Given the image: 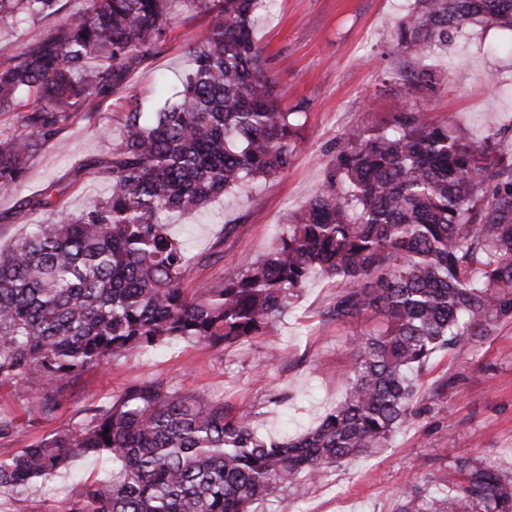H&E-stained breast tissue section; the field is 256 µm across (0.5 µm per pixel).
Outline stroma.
I'll use <instances>...</instances> for the list:
<instances>
[{
  "mask_svg": "<svg viewBox=\"0 0 512 512\" xmlns=\"http://www.w3.org/2000/svg\"><path fill=\"white\" fill-rule=\"evenodd\" d=\"M411 5L412 0H276L273 8L259 9L254 38L276 94L283 107L304 106L306 117L282 175L251 181L198 211L168 215L170 233L193 258L183 288L220 282L268 253L288 218L317 191L337 137L387 118L393 94L386 78L414 65L390 39ZM171 23L175 41L131 76V100L105 102L92 118L78 119L39 146L20 189L0 195V247L45 219V212L21 214L17 206L46 186L62 187L61 203L74 213L108 193V179L87 168L86 159L111 154L132 103L153 112L160 95L181 90L185 53L205 27L185 0H176ZM431 63L451 71L454 80L420 97V106L438 118L452 116L467 140L496 133L501 149L512 152V31L464 25ZM335 295V279L317 272L282 316L278 335L219 347L184 342L113 359L85 373L48 418L38 413L33 391L0 387V418L12 424L11 435L0 439V457L78 427L88 407L110 403L134 380L153 377L222 400L232 414L255 411V429L265 438L298 436L344 399L357 339L375 323L370 316L344 324L325 319L322 312ZM413 407L412 424L387 448L329 469L322 480L289 491L287 498L270 497L264 512H394L404 485L427 490L447 478L450 448L512 472V322L479 345L436 353L417 378ZM111 467L108 460L77 461L47 490L33 494V512H49L77 483Z\"/></svg>",
  "mask_w": 512,
  "mask_h": 512,
  "instance_id": "1",
  "label": "stroma"
}]
</instances>
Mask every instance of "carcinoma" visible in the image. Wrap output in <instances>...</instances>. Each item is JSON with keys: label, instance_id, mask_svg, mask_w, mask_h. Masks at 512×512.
Segmentation results:
<instances>
[{"label": "carcinoma", "instance_id": "1", "mask_svg": "<svg viewBox=\"0 0 512 512\" xmlns=\"http://www.w3.org/2000/svg\"><path fill=\"white\" fill-rule=\"evenodd\" d=\"M61 0H0V25L56 15ZM171 0H87L0 58V112L27 132L0 133V194L12 193L37 148L78 113L128 90L168 41ZM206 21L186 52L180 98L125 115L107 160L109 195L74 214L44 189L18 212L44 210L0 250V386L22 385L51 416L83 375L162 344H243L275 336L312 273L336 279L323 311L347 323L373 311L344 401L294 439L268 440L255 413L166 378L134 380L84 424L0 458V500L31 512L32 489L83 458L112 473L79 482L50 512H251L268 496L387 447L415 412L414 371L438 351L477 344L512 322V154L464 140L449 117L410 99L453 81L427 59L466 22L512 28V0H414L395 27L417 66L396 74L390 119L336 140L315 195L275 247L224 281L181 288L188 256L165 215L200 209L250 180L288 169L302 108L285 111L253 39L261 0H193ZM432 492L403 489L395 512H512V475L456 451Z\"/></svg>", "mask_w": 512, "mask_h": 512}]
</instances>
